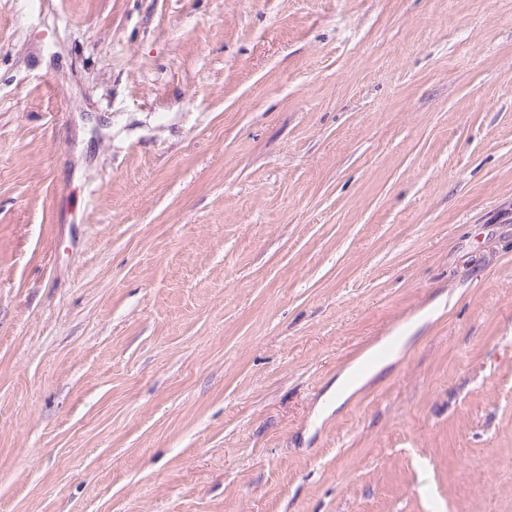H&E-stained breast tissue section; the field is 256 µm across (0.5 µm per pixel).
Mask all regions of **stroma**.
<instances>
[{
    "mask_svg": "<svg viewBox=\"0 0 512 512\" xmlns=\"http://www.w3.org/2000/svg\"><path fill=\"white\" fill-rule=\"evenodd\" d=\"M0 512H512V0H0ZM387 362H381L376 365L373 372L367 377L357 380L353 378H345L340 376L336 379L331 389L328 392V396L332 401V408H339L345 400L353 393L364 381H366L373 373L379 371L386 365Z\"/></svg>",
    "mask_w": 512,
    "mask_h": 512,
    "instance_id": "1",
    "label": "stroma"
}]
</instances>
